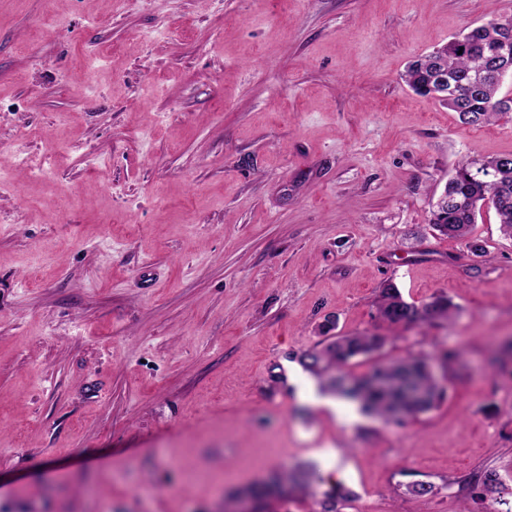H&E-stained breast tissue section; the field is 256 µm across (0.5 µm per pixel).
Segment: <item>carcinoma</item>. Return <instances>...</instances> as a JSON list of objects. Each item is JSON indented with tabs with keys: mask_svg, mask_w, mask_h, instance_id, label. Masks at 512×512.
<instances>
[{
	"mask_svg": "<svg viewBox=\"0 0 512 512\" xmlns=\"http://www.w3.org/2000/svg\"><path fill=\"white\" fill-rule=\"evenodd\" d=\"M505 48L512 60V20L507 24L488 20L410 62L403 79L415 94L424 97L437 91L440 80H448L451 92L442 104L458 113L462 124L479 125L512 112V95L500 93L504 78L489 75L498 52ZM448 197V206L431 211L430 224L441 235L467 238L481 207L487 205L497 214L502 232L512 237V154L458 162L448 177ZM378 314L390 325L450 321L456 306L439 297L418 307L406 302L399 289L389 283L379 297ZM385 342L386 337L380 335L336 336L323 349L304 353L302 363L319 377L336 369L327 380L330 391L359 402L363 409L381 418L399 421L429 411L442 387L421 359L392 361L363 379L343 372L351 360L379 352Z\"/></svg>",
	"mask_w": 512,
	"mask_h": 512,
	"instance_id": "cac0c4a2",
	"label": "carcinoma"
}]
</instances>
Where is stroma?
Wrapping results in <instances>:
<instances>
[{
    "instance_id": "35a3bbf8",
    "label": "stroma",
    "mask_w": 512,
    "mask_h": 512,
    "mask_svg": "<svg viewBox=\"0 0 512 512\" xmlns=\"http://www.w3.org/2000/svg\"><path fill=\"white\" fill-rule=\"evenodd\" d=\"M45 8L0 0V512H239L298 466L274 512L338 485L339 512L512 507V238L490 208L479 256L430 222L512 112L465 126L401 78L512 0ZM389 281L455 319L389 327ZM354 333L387 343L352 375L422 357L443 398L324 406L301 358Z\"/></svg>"
}]
</instances>
